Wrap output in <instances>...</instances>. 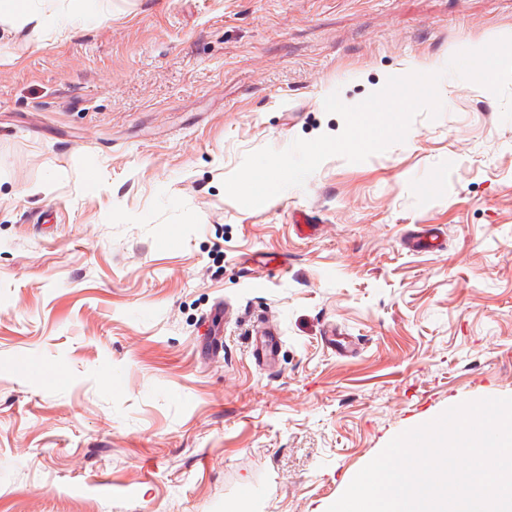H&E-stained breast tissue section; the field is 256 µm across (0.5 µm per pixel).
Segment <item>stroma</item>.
I'll list each match as a JSON object with an SVG mask.
<instances>
[{"label": "stroma", "instance_id": "1", "mask_svg": "<svg viewBox=\"0 0 512 512\" xmlns=\"http://www.w3.org/2000/svg\"><path fill=\"white\" fill-rule=\"evenodd\" d=\"M61 2L80 19L0 23V512H327L398 434L512 397L490 91L443 79L437 120L260 207L223 187L340 134L330 93L512 33V0ZM416 226L445 248L407 252Z\"/></svg>", "mask_w": 512, "mask_h": 512}]
</instances>
